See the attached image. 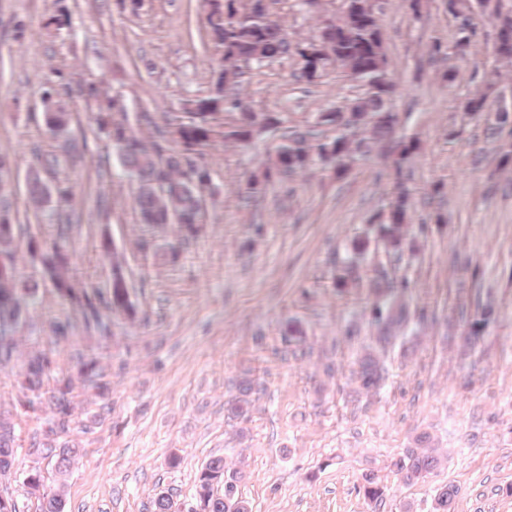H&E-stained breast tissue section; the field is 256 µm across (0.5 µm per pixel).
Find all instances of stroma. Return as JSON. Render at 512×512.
<instances>
[{"instance_id":"35a3bbf8","label":"stroma","mask_w":512,"mask_h":512,"mask_svg":"<svg viewBox=\"0 0 512 512\" xmlns=\"http://www.w3.org/2000/svg\"><path fill=\"white\" fill-rule=\"evenodd\" d=\"M208 11L207 0H0V153L14 163L13 208L32 234L53 237L56 226L35 217L25 181L37 154L52 148L43 93L55 89L86 144L59 169L75 191L72 273L107 291L112 268L101 243L110 240L126 259L136 310L132 319L110 314L101 340L44 282L17 330L25 348L45 349L52 323L69 321L60 369L75 372L80 350L111 372L103 424L68 432L84 455L66 478L65 512H153L161 491L175 512H191L198 473L216 455L243 459L240 491L252 512H397L402 502L428 512L448 482L459 488L455 512H512V164L502 165L484 123L457 107L489 79L512 104V81L496 77L489 14L475 12L462 57L447 53L459 37L448 0H391L382 16L397 135L419 144L403 171L375 153L343 177L317 168L250 198L244 188L275 134L219 142L204 151L208 222L184 244L178 225L140 223L133 182L96 134L83 87L92 80L120 95L132 115L183 114L187 101L214 89L219 56ZM244 86L256 111L292 124L357 92L333 70L307 82L291 59L253 69ZM399 182L412 194L414 222L428 224L398 269L411 281V310L427 314L407 333L424 342L408 359L393 347L380 394L354 398L349 371L361 344L343 334L367 325L373 296L365 283L337 290L333 273ZM144 238L151 252L138 250ZM487 307L494 316L481 342L461 353L455 336ZM246 369L264 390L241 442L224 402ZM423 430L444 462L403 484L389 465ZM371 470L387 484L378 508L359 490Z\"/></svg>"}]
</instances>
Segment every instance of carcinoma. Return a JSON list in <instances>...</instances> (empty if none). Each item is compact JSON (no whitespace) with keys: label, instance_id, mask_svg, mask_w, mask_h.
Wrapping results in <instances>:
<instances>
[{"label":"carcinoma","instance_id":"cac0c4a2","mask_svg":"<svg viewBox=\"0 0 512 512\" xmlns=\"http://www.w3.org/2000/svg\"><path fill=\"white\" fill-rule=\"evenodd\" d=\"M484 8L496 22L501 40L512 42V8L506 9L502 0H484ZM461 38L456 43V54L463 55L474 34L473 16L469 8L457 0H448ZM210 40L221 61V73L215 90L207 97L192 101L187 117H169L164 126L155 124L149 112H143L132 124L119 96H101L96 84H86L87 99L94 101L93 120L112 143V149L135 184L134 203L143 224H177L188 235L198 234L204 226V192L211 181L210 171L201 161L204 150L212 143L233 141L245 143L257 128L279 130L278 143L262 176L251 178L245 193L256 196L279 177L305 174L318 165H333L336 174L344 173L351 164L367 157L379 146L387 147L395 155L397 171L417 149L414 141L395 139L398 114L390 102L395 84L386 67V52L381 38L380 18L372 15L360 28L348 30L336 46L331 59L316 61L310 55L313 39L294 40L289 37L281 20L270 12L255 15L242 0H224V18L209 13L206 17ZM293 58L300 65L299 77L313 80L314 72L333 66L358 82L362 92L349 100L352 111L338 108L315 123L290 125L288 121L267 112H254L243 98L242 61L261 67L279 59ZM47 107L46 127L51 139L59 143L61 153L47 151L37 156L39 167L30 171L26 180V194L36 215L44 220L72 209L73 190L66 179H56L55 189L45 183L44 175L54 173L60 166V156L77 158L83 155L85 144L73 138L69 130V114L55 100L51 92L44 93ZM471 117L481 120L493 138L508 133L502 144L504 158L512 156V113L494 111V102L487 94L476 92L461 105ZM152 125L155 134L146 138L140 126ZM11 165L8 157L0 154V258L8 261L0 271V366H19V406L32 407L46 402L39 440L35 446L43 458L53 463L58 487L44 491L45 477L35 467L24 474V479L36 491L35 512H64L63 480L78 459L81 448L74 442L59 441V436L70 429L76 406L73 392L80 384L87 389V407L80 415L82 429L91 431L104 421L103 401L112 392L106 367L94 357H77L76 376L58 371V350L27 352L19 348L15 337L8 334L10 324H20L27 303L39 288V281H50L58 296L73 306L81 315L87 330L107 335L108 326L103 310L123 311L128 304V281L122 263L112 256V280L108 295L86 286L70 273L71 255L66 239L70 228L60 224L57 235L49 240L29 236L27 253H39V278L24 279L18 275L21 260L18 236L23 225L18 222L12 203L1 193L8 182ZM411 194L398 184L389 210L370 218L371 230L381 245L385 260L375 262L369 278L376 301L371 311L372 322L369 343L362 347L354 362L352 376L355 392L371 396L379 393L387 378L383 355L404 331L411 319L409 306L397 292L410 286L406 277L395 275L396 266L403 258V245L411 233ZM367 241L354 242L351 254L344 259L335 276L339 289L362 280L361 268L365 261ZM492 316L486 309L469 321L465 327L464 346L473 344ZM260 387L250 372L236 381L237 394L224 404L229 422L241 423L248 418L250 396ZM20 438L11 433L8 441L0 440V477L10 481L17 478L12 462ZM443 462L437 442L427 431L414 437V446L391 462L392 471L405 484L425 479ZM235 468L222 456L210 458L200 470L195 497L204 512H250L249 503L233 482ZM366 500L376 505L386 497V485L374 473L363 476L361 486ZM459 488L453 483L438 486L431 503V512H448V499H456Z\"/></svg>","mask_w":512,"mask_h":512}]
</instances>
